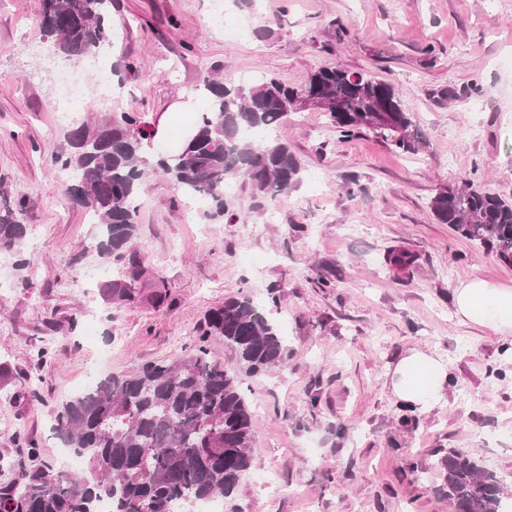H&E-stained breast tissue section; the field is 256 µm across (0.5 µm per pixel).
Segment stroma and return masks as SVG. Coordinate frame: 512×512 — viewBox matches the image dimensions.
Segmentation results:
<instances>
[{"label": "stroma", "instance_id": "35a3bbf8", "mask_svg": "<svg viewBox=\"0 0 512 512\" xmlns=\"http://www.w3.org/2000/svg\"><path fill=\"white\" fill-rule=\"evenodd\" d=\"M41 0H0V190L30 199L21 259L0 293V485L21 469L59 467L52 412L87 375L124 374L205 340L231 365L208 313L248 291L290 349L288 363L242 380L258 465L225 508L240 512H452L441 491L449 449L468 452L512 494V359L493 330L460 323L453 290L480 278L512 287V266L437 223L429 203L474 180L512 201V0H112V42L87 59L98 83L117 58L107 104L81 119L134 112L155 123L176 103L202 109L204 77L301 82L339 64L392 82L430 146L393 152L372 133L338 139L323 113L292 114L277 134L304 165L287 196L227 197L237 220L151 176L134 242L140 299L108 300L117 268L97 252L93 212L65 190L48 152L63 128L64 60L40 25ZM433 47L432 57L423 48ZM478 80L480 100L439 105L434 89ZM410 252L406 272L388 250ZM331 285L317 287V273ZM277 287L270 304L267 290ZM169 295L166 303L154 293ZM42 362H35L38 349ZM412 348L441 355L451 383L421 414L391 393L388 372Z\"/></svg>", "mask_w": 512, "mask_h": 512}]
</instances>
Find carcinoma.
I'll return each mask as SVG.
<instances>
[{"mask_svg": "<svg viewBox=\"0 0 512 512\" xmlns=\"http://www.w3.org/2000/svg\"><path fill=\"white\" fill-rule=\"evenodd\" d=\"M111 8L112 0H43L41 26L57 53L80 62L112 42ZM197 91L205 112L186 141L165 152L147 156L142 118L126 112L74 123L50 152L52 166L76 175L67 193L77 190L98 218L99 256L131 277L141 274L133 244L137 198L147 176H162L179 193L204 194L211 218H238L224 197L230 180L245 178L259 200L286 195L298 188L303 166L275 132L290 114L306 110L308 96L320 98L316 110L341 138L368 131L413 156L429 147L396 87L367 72L323 66L299 84L270 77L251 86L207 76ZM482 93L473 81L431 95L447 105ZM29 207L25 198L0 207V252L21 253L27 228L20 217ZM430 209L438 223L512 266V202L467 180L461 188L439 190ZM387 261L405 271L414 258L394 249ZM106 288L121 303L136 300L122 283ZM207 327L224 338L236 367L212 362L199 344L131 374L107 376L62 402L53 432L86 460V473L25 468L15 482L0 486V512H99L105 501L111 512H172L176 504L234 495L257 466L252 412L239 375L264 376L288 362L290 352L266 310L247 293L210 311ZM444 470L442 490L453 512H506L503 489L472 457L451 450Z\"/></svg>", "mask_w": 512, "mask_h": 512, "instance_id": "carcinoma-1", "label": "carcinoma"}]
</instances>
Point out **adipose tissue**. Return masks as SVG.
Returning <instances> with one entry per match:
<instances>
[{"instance_id":"ef3b65f1","label":"adipose tissue","mask_w":512,"mask_h":512,"mask_svg":"<svg viewBox=\"0 0 512 512\" xmlns=\"http://www.w3.org/2000/svg\"><path fill=\"white\" fill-rule=\"evenodd\" d=\"M456 314L462 321L490 328L512 344V289L474 278L454 290ZM451 379L447 362L432 352L413 348L394 365L390 387L405 406L427 413L440 406Z\"/></svg>"}]
</instances>
